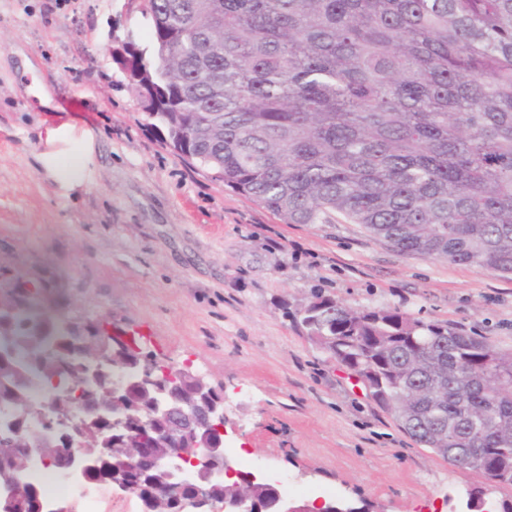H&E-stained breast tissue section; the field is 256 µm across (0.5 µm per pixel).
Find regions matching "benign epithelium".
<instances>
[{
    "instance_id": "benign-epithelium-1",
    "label": "benign epithelium",
    "mask_w": 512,
    "mask_h": 512,
    "mask_svg": "<svg viewBox=\"0 0 512 512\" xmlns=\"http://www.w3.org/2000/svg\"><path fill=\"white\" fill-rule=\"evenodd\" d=\"M212 113L196 112L192 121L183 126L174 137L165 135L168 146L182 154L180 144L191 139L196 127L211 120ZM184 155V154H182ZM190 160L192 156L186 154ZM97 322L87 317L73 323L68 330L85 329ZM102 335L93 338L98 345L95 355L106 364H118L113 354L121 350L127 334L110 322L101 321ZM135 380L120 379L112 383L105 394L94 391L84 395L82 389L92 382L83 375L73 385L74 397L83 398L86 414L109 416L112 422L123 421L129 391L135 387L153 396L151 418L160 420L155 431L154 447L146 449L138 437L123 438L119 462L123 476L111 477L108 483L123 492H135V476L144 467L166 468L169 475L164 483L149 489L151 512H168L172 501H183V512H252L259 491L270 495L271 512H359L355 504L345 498L320 500V507L288 500L276 484L254 473L242 475L229 464L224 443L226 436L224 397H215L216 388L206 384L190 367H174L152 357L141 368L134 369ZM71 408L65 397L52 396L48 403L37 406L23 389L14 391L12 406L0 416V446L25 444L27 458H40L46 465L62 474L79 464L89 483L94 479L98 461L111 452L109 448H92L87 443L84 425L70 421ZM26 467L22 464L0 471V486L7 491L9 512H45L42 500L29 492L26 486ZM233 484L237 491L224 495L223 501L213 498L216 484Z\"/></svg>"
}]
</instances>
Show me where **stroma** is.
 I'll list each match as a JSON object with an SVG mask.
<instances>
[{"label": "stroma", "mask_w": 512, "mask_h": 512, "mask_svg": "<svg viewBox=\"0 0 512 512\" xmlns=\"http://www.w3.org/2000/svg\"><path fill=\"white\" fill-rule=\"evenodd\" d=\"M0 0V283L43 279L38 317L103 316L224 391L226 453L305 503L373 512L512 504L413 442L291 315L314 293L397 309L512 352V278L407 255L358 224H286L163 144L111 50L147 44L142 0ZM77 97L81 109L59 101Z\"/></svg>", "instance_id": "obj_1"}]
</instances>
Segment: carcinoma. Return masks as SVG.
Listing matches in <instances>:
<instances>
[{
  "label": "carcinoma",
  "instance_id": "obj_1",
  "mask_svg": "<svg viewBox=\"0 0 512 512\" xmlns=\"http://www.w3.org/2000/svg\"><path fill=\"white\" fill-rule=\"evenodd\" d=\"M151 52L131 87L172 127L212 112L182 146L214 180L286 224L340 216L401 252L512 276V0H145ZM292 315L360 375L417 444L512 486V352L399 310ZM61 329L0 312V372L46 391L41 346ZM77 376L90 358L61 351ZM130 428L140 395L131 398Z\"/></svg>",
  "mask_w": 512,
  "mask_h": 512
}]
</instances>
